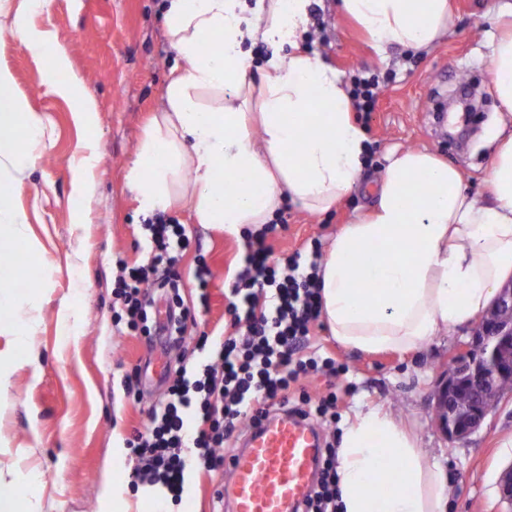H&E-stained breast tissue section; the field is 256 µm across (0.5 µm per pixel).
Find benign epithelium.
<instances>
[{
    "label": "benign epithelium",
    "mask_w": 512,
    "mask_h": 512,
    "mask_svg": "<svg viewBox=\"0 0 512 512\" xmlns=\"http://www.w3.org/2000/svg\"><path fill=\"white\" fill-rule=\"evenodd\" d=\"M505 383L512 385V281L500 288L436 393L437 419L448 439L465 440L478 430Z\"/></svg>",
    "instance_id": "benign-epithelium-1"
}]
</instances>
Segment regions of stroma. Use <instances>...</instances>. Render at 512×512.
I'll use <instances>...</instances> for the list:
<instances>
[{
  "mask_svg": "<svg viewBox=\"0 0 512 512\" xmlns=\"http://www.w3.org/2000/svg\"><path fill=\"white\" fill-rule=\"evenodd\" d=\"M504 2L450 0L454 27L448 35L420 52L391 44L380 53L340 10V0H314L311 12L322 22L309 24L301 48L334 67L343 82L359 73L380 82L373 111L355 115L371 151L351 192L327 213L284 204L288 228L270 240L271 261L308 252L315 240L329 249L343 225L366 216L395 148L430 150L462 170L466 193H486L500 110L490 72L489 14ZM160 3L50 0L46 10L32 12L25 0H10V16L0 15L2 27H9L15 14L30 28L55 34L69 72L80 77L83 96L95 112L93 126L83 125L75 101L41 85L42 64L25 44L0 37V70L9 72L14 94L49 133L40 164L13 190V201L26 213L32 238L45 256L38 291L42 313L34 336L39 361L16 366L8 398L0 401V476L21 487L37 482L35 512H100L113 448L135 431L147 430V410L165 395L168 382L148 368V360L163 354L175 368L182 354L162 331L146 336L116 324L112 309L116 258L141 261L147 246L145 219L136 212L127 174L179 63L165 36ZM472 71L478 74L474 94L484 108L451 140L430 124L428 114L454 95ZM89 138L99 160L94 191L79 213L72 200L70 164L79 144ZM167 217L186 225L192 235L176 268L180 294L195 313L187 333L220 336L230 299L226 281L242 265L244 239L195 223L181 206ZM79 219L86 226L81 242L72 233ZM201 261L212 271L204 307L198 304L194 278ZM78 272L85 279L79 302L83 325L71 342L61 333L60 309ZM473 331V325L458 326L413 352L366 355L339 346L323 324L314 328L311 343L348 367L343 381L350 389L337 407L342 418L384 406L445 469L450 477L447 512H512L497 488L501 472L512 465V392L504 393L466 440L449 441L436 422V390L452 356ZM134 373L141 376L138 400L124 387L126 376Z\"/></svg>",
  "mask_w": 512,
  "mask_h": 512,
  "instance_id": "obj_1",
  "label": "stroma"
}]
</instances>
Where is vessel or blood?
I'll return each instance as SVG.
<instances>
[{"instance_id": "1", "label": "vessel or blood", "mask_w": 512, "mask_h": 512, "mask_svg": "<svg viewBox=\"0 0 512 512\" xmlns=\"http://www.w3.org/2000/svg\"><path fill=\"white\" fill-rule=\"evenodd\" d=\"M322 437L310 420L271 414L247 432L221 483L228 512H300L315 481Z\"/></svg>"}]
</instances>
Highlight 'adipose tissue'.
Masks as SVG:
<instances>
[{"label": "adipose tissue", "mask_w": 512, "mask_h": 512, "mask_svg": "<svg viewBox=\"0 0 512 512\" xmlns=\"http://www.w3.org/2000/svg\"><path fill=\"white\" fill-rule=\"evenodd\" d=\"M313 0H164L165 35L181 61L165 106L139 142L127 179L137 212L151 217L177 204L200 224L230 234L269 223L288 201L329 211L353 188L368 155L364 129L336 69L303 52ZM376 50L431 46L450 28L449 0H341ZM491 22L490 69L497 99L512 118V6ZM10 34L45 66L41 83L76 100L93 122L81 82L51 32L15 21ZM271 53L253 79L244 48ZM0 71V279H30L39 247L15 183L44 153L46 127L15 99ZM488 198L467 194L463 174L426 149L390 153L379 199L367 218L344 225L322 259L323 318L341 347L366 354L408 353L443 330L476 321L512 279V132L488 174ZM13 313L9 352L33 363L31 338L41 302L18 308L0 290V314ZM340 512H446L449 478L392 412L374 406L342 431L337 450Z\"/></svg>", "instance_id": "obj_1"}]
</instances>
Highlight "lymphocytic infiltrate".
Returning a JSON list of instances; mask_svg holds the SVG:
<instances>
[{
	"mask_svg": "<svg viewBox=\"0 0 512 512\" xmlns=\"http://www.w3.org/2000/svg\"><path fill=\"white\" fill-rule=\"evenodd\" d=\"M285 228L280 216L248 232L244 266L230 285L224 336L195 339L199 365L175 369L166 402L148 411L149 431L129 440L136 458L132 482L162 485L177 499L187 464L209 473L223 468L220 449L241 424L257 425L277 410L337 422L336 393L314 402L302 386L312 373L324 370L335 377L346 371L334 358L305 349L322 316L321 246L312 242L309 259L296 253L283 265L272 264L266 240ZM144 229L150 243L146 259L132 267L115 261V321L143 333L150 289L178 292V253L190 245L184 225L159 218ZM339 499L336 450L330 445L321 453L317 485L304 512H339Z\"/></svg>",
	"mask_w": 512,
	"mask_h": 512,
	"instance_id": "1",
	"label": "lymphocytic infiltrate"
}]
</instances>
